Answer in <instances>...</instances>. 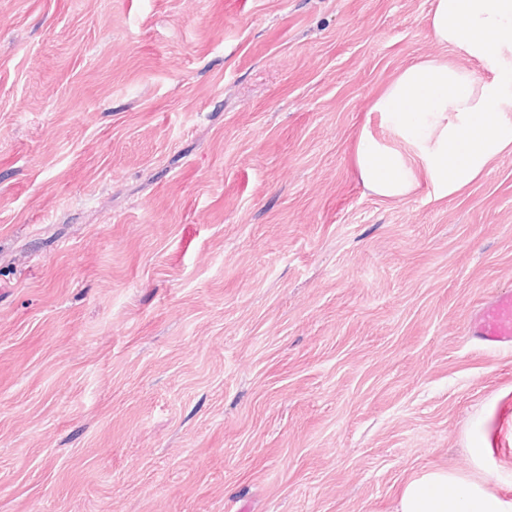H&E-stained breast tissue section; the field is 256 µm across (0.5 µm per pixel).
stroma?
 Masks as SVG:
<instances>
[{"mask_svg": "<svg viewBox=\"0 0 512 512\" xmlns=\"http://www.w3.org/2000/svg\"><path fill=\"white\" fill-rule=\"evenodd\" d=\"M433 0H0V512L512 497V153L403 201L353 167ZM468 331L489 348H512V291H502L485 303ZM469 467L423 468L403 483L393 512H511L489 487L488 448L467 449Z\"/></svg>", "mask_w": 512, "mask_h": 512, "instance_id": "1", "label": "stroma"}]
</instances>
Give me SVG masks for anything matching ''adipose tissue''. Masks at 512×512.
Returning a JSON list of instances; mask_svg holds the SVG:
<instances>
[{
	"label": "adipose tissue",
	"instance_id": "ef3b65f1",
	"mask_svg": "<svg viewBox=\"0 0 512 512\" xmlns=\"http://www.w3.org/2000/svg\"><path fill=\"white\" fill-rule=\"evenodd\" d=\"M433 39L453 60L402 68L372 101L354 151L369 192L392 201L427 187L444 200L512 153V0H434ZM469 466L425 468L403 483L394 512H512L489 487L488 451Z\"/></svg>",
	"mask_w": 512,
	"mask_h": 512
}]
</instances>
